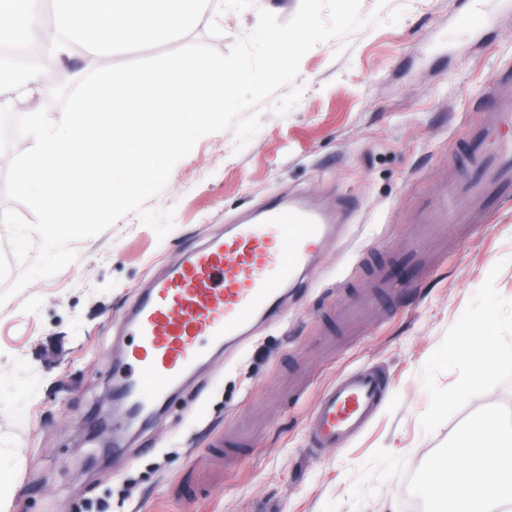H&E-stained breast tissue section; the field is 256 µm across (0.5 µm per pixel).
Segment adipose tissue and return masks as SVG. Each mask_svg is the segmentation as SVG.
Masks as SVG:
<instances>
[{"mask_svg":"<svg viewBox=\"0 0 512 512\" xmlns=\"http://www.w3.org/2000/svg\"><path fill=\"white\" fill-rule=\"evenodd\" d=\"M462 350L470 362L456 395L479 385L495 361L491 343L465 336ZM427 493L450 504V512H512V416L480 418L454 441V451L440 467Z\"/></svg>","mask_w":512,"mask_h":512,"instance_id":"ef3b65f1","label":"adipose tissue"}]
</instances>
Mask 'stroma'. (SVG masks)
<instances>
[{
  "label": "stroma",
  "instance_id": "stroma-1",
  "mask_svg": "<svg viewBox=\"0 0 512 512\" xmlns=\"http://www.w3.org/2000/svg\"><path fill=\"white\" fill-rule=\"evenodd\" d=\"M300 0H212L217 22L187 42L220 52L251 32L258 8L289 20ZM394 25L321 43L302 59L300 101L272 102L245 146L234 130L200 138L173 168L151 209H173L157 238L129 214L79 242L77 261L0 307V490L8 512H444L420 487L481 415L512 414V201L452 247L433 274L385 296L384 317L321 357L330 309L363 280L361 259H392L418 212L465 169L466 125L481 121L491 89L512 75V12L482 38L456 23L459 0H389ZM274 190L324 201L354 198L349 223L290 286L278 320L199 369L187 388L121 456L109 438L112 355L120 317L162 263L223 231ZM495 313L485 325L486 313ZM482 328L496 360L457 397L470 368L459 345ZM380 371L381 406L348 445L314 442L309 419L322 391L351 369ZM303 371L299 400L280 399ZM264 428L225 469L213 450L250 419Z\"/></svg>",
  "mask_w": 512,
  "mask_h": 512
}]
</instances>
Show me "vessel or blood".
I'll return each instance as SVG.
<instances>
[{
    "label": "vessel or blood",
    "instance_id": "b4317fda",
    "mask_svg": "<svg viewBox=\"0 0 512 512\" xmlns=\"http://www.w3.org/2000/svg\"><path fill=\"white\" fill-rule=\"evenodd\" d=\"M475 35L491 24L493 8L512 0H462ZM494 104L468 127L462 147L472 173L453 182L440 200L425 208L415 234L398 258L400 269L428 276L453 238L470 235L502 201L512 198V81L498 82ZM344 201L322 207L300 194H270L246 217L204 245L185 250L151 278L122 316L131 343L112 359L114 401L133 412L131 428L112 434L115 450L142 430L179 393L198 366L244 343L279 312L289 285L332 239ZM389 266L376 269L357 299L336 311L347 334L380 317L379 290H396ZM382 380L355 369L339 376L320 396L312 421L317 443L343 447L368 424L380 400Z\"/></svg>",
    "mask_w": 512,
    "mask_h": 512
}]
</instances>
